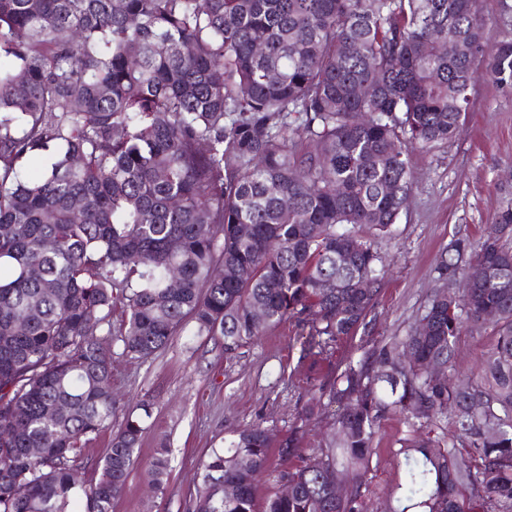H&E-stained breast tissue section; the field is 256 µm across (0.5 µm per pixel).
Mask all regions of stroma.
Segmentation results:
<instances>
[{
	"label": "stroma",
	"mask_w": 512,
	"mask_h": 512,
	"mask_svg": "<svg viewBox=\"0 0 512 512\" xmlns=\"http://www.w3.org/2000/svg\"><path fill=\"white\" fill-rule=\"evenodd\" d=\"M468 112L457 138L431 151L410 155L414 191L392 233L376 238L385 259V282L368 335L337 344L331 360L312 367L303 359L301 339L283 325L225 356L221 338L186 329L151 358L124 355L112 343V419L142 416L144 432L124 490L112 512H192L201 464L225 439L261 424L272 439L304 430V447H319L336 406L311 408V385L336 377L346 362L360 358L366 337L404 335L422 313L433 289L442 287L437 270L449 242L459 234L476 238L501 207L512 203V90L502 88L478 63ZM492 346L488 329L472 327L460 336L459 373H477ZM406 428L389 419L375 438V453L364 486L367 512H391L393 489L404 478L399 455ZM167 449L164 493H155L148 465Z\"/></svg>",
	"instance_id": "35a3bbf8"
}]
</instances>
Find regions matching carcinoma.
<instances>
[{"instance_id":"1","label":"carcinoma","mask_w":512,"mask_h":512,"mask_svg":"<svg viewBox=\"0 0 512 512\" xmlns=\"http://www.w3.org/2000/svg\"><path fill=\"white\" fill-rule=\"evenodd\" d=\"M485 56L512 89V31L487 48L481 0H0V512H112L143 433L127 416L84 479L82 443L112 428V336L148 359L191 325L232 355L289 322L317 365L366 327L384 266L360 229L391 234L410 151L455 138ZM438 270L464 288L433 293L426 334L372 340L313 389L339 408L318 452L288 435L276 469L245 428L193 512H362L393 417L394 512H512V207ZM469 325L495 336L478 378L433 377ZM167 469L160 448L159 492ZM271 475L292 492L260 503Z\"/></svg>"}]
</instances>
